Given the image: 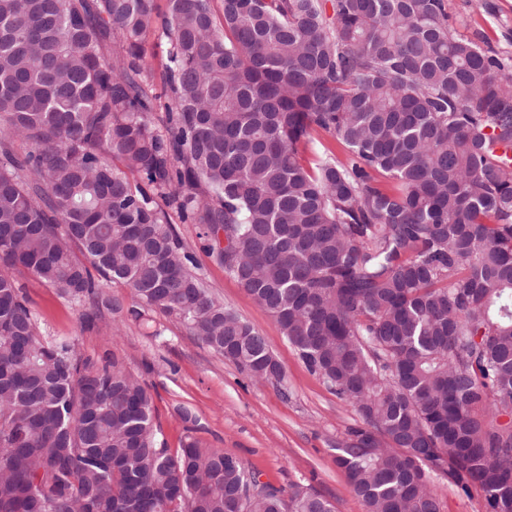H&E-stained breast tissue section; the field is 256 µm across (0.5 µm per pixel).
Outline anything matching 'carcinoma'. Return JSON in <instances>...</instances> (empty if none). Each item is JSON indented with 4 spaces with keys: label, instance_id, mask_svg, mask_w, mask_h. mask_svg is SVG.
Segmentation results:
<instances>
[{
    "label": "carcinoma",
    "instance_id": "cac0c4a2",
    "mask_svg": "<svg viewBox=\"0 0 512 512\" xmlns=\"http://www.w3.org/2000/svg\"><path fill=\"white\" fill-rule=\"evenodd\" d=\"M319 132L343 156L305 161ZM170 209L358 413L336 465L366 512H443L434 474L512 512V72L446 0H0V512H337L239 496V459L171 451L117 359L40 332L20 269L284 385Z\"/></svg>",
    "mask_w": 512,
    "mask_h": 512
}]
</instances>
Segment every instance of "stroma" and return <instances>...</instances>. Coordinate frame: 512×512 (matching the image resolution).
Wrapping results in <instances>:
<instances>
[{"label":"stroma","mask_w":512,"mask_h":512,"mask_svg":"<svg viewBox=\"0 0 512 512\" xmlns=\"http://www.w3.org/2000/svg\"><path fill=\"white\" fill-rule=\"evenodd\" d=\"M447 0L458 33L500 58L512 60V0ZM169 221L195 251L213 293L266 338L282 364L287 392L252 381L247 372L190 336L175 319L151 313L148 322L103 311L86 325L81 306L59 298L27 272L15 279L46 336L75 338L81 357L101 365L109 355L139 377L153 399L155 421L169 448H179L186 432L209 448L241 460L260 482L286 490L299 486L336 503L338 512H366L336 464V443L357 426L355 409L311 374L270 317L222 265L201 251L199 225L178 213ZM192 421H185L184 412Z\"/></svg>","instance_id":"35a3bbf8"}]
</instances>
